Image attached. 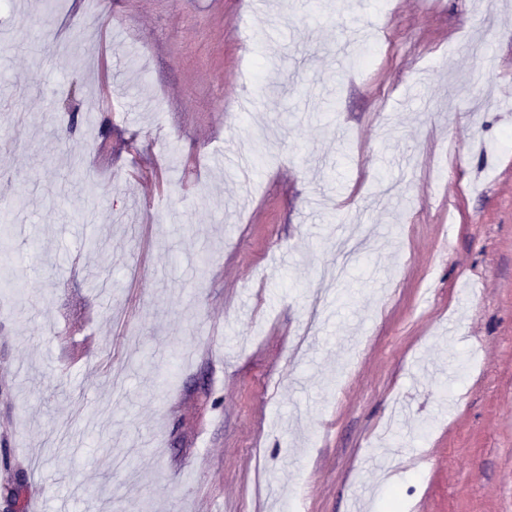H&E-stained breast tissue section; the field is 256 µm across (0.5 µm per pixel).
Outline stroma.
Returning <instances> with one entry per match:
<instances>
[{
	"label": "stroma",
	"instance_id": "35a3bbf8",
	"mask_svg": "<svg viewBox=\"0 0 512 512\" xmlns=\"http://www.w3.org/2000/svg\"><path fill=\"white\" fill-rule=\"evenodd\" d=\"M0 512H512V0H9Z\"/></svg>",
	"mask_w": 512,
	"mask_h": 512
}]
</instances>
